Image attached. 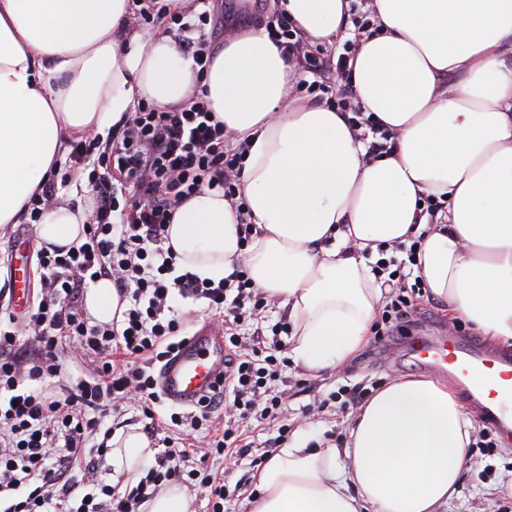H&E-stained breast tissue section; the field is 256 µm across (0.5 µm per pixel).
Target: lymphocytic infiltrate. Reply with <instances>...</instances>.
<instances>
[{"instance_id": "1", "label": "lymphocytic infiltrate", "mask_w": 512, "mask_h": 512, "mask_svg": "<svg viewBox=\"0 0 512 512\" xmlns=\"http://www.w3.org/2000/svg\"><path fill=\"white\" fill-rule=\"evenodd\" d=\"M350 10L356 37L339 54L308 50L303 38L291 33L285 15L269 20L266 29L300 75H312L318 87L333 85L338 110L357 115L361 109L345 87L346 74L375 10L371 0H352ZM139 18L177 25L181 51L203 69L210 50L205 28H225L223 17L208 12L198 23H186L168 0H153ZM231 138L198 97L189 106L167 111L139 103L110 143L89 133L74 145L69 159L73 167L88 170L94 191L86 240L77 247L49 245L37 252L41 299L20 330L0 329V395L6 398L0 405V495L9 501L4 512H53L57 506L65 512H139L153 493L187 479L209 490L216 501L214 512H223V484L201 470L185 469L191 452L178 449L166 434L168 426L210 427L216 408H223L226 425L207 448L233 450L240 462L250 450L240 443L239 422L256 411L265 419H286L284 399L270 387L280 378L278 360L267 352L269 333L286 331V324L268 331L256 323L249 336L240 335V326L256 322L267 302L245 268L217 283L202 281L189 272L177 273L176 254L167 245L175 209L204 188L222 190L237 212H244L239 198L244 153L227 149ZM91 156L96 162L90 167L86 161ZM373 271L384 290L381 322L390 335L403 330L415 312L406 297L409 276L383 260ZM102 278L110 279L127 303L120 322L93 323L84 312L86 289ZM175 294L206 299L210 309L223 314L224 383L201 400L197 412H174L165 422L154 409L160 396L152 370L176 350L184 328L181 318L167 314ZM22 331L29 333V341L19 342ZM66 338L75 341L81 359L94 363L93 373L68 377L62 355ZM131 399L146 420V434L161 439L164 449L137 486L123 495L99 485L97 474L112 436L104 419ZM99 433L103 442L86 449L88 437ZM80 459L85 462L81 485L87 491L74 507L70 501L77 485L67 474Z\"/></svg>"}]
</instances>
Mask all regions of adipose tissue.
Instances as JSON below:
<instances>
[{
    "mask_svg": "<svg viewBox=\"0 0 512 512\" xmlns=\"http://www.w3.org/2000/svg\"><path fill=\"white\" fill-rule=\"evenodd\" d=\"M349 82L393 147L293 96L299 74L265 28L216 48L197 75L175 37L131 29L129 0H0V226L17 223L71 141L109 136L140 100L161 109L198 90L247 147L240 189L254 240L218 189L179 205L169 243L180 272L220 282L245 265L285 310L291 355L342 366L367 339L382 290L381 245L422 235L414 271L449 316L512 340V0H373ZM312 44L345 39L348 0H278ZM444 201L437 225L420 208ZM90 208L59 204L48 244L85 241ZM472 424L448 385L399 378L366 404L344 447L297 435L256 476L249 512H445ZM111 480L134 486L154 455L136 432L111 440Z\"/></svg>",
    "mask_w": 512,
    "mask_h": 512,
    "instance_id": "adipose-tissue-1",
    "label": "adipose tissue"
}]
</instances>
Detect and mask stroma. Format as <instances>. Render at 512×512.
<instances>
[{
	"mask_svg": "<svg viewBox=\"0 0 512 512\" xmlns=\"http://www.w3.org/2000/svg\"><path fill=\"white\" fill-rule=\"evenodd\" d=\"M417 322L442 330L457 328L459 335L484 345L490 337L468 323L453 324L444 305L424 295L418 300ZM428 371L404 351L403 341L381 345L375 336H368L362 348L334 372L312 373L295 361H288L275 392L285 395L292 434H305L312 442L344 446L355 410L342 407L335 394L342 386H360L376 394L391 380L427 376ZM474 432L468 451L471 462L465 469L458 493L448 503L447 512H512V439H497L495 447L480 445L484 423L477 410H470ZM227 455L214 454L205 464L208 474L224 481V512H248V502L257 496L256 468L245 465L227 469Z\"/></svg>",
	"mask_w": 512,
	"mask_h": 512,
	"instance_id": "obj_1",
	"label": "stroma"
}]
</instances>
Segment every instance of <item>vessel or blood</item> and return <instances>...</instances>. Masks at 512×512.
<instances>
[{"label": "vessel or blood", "mask_w": 512, "mask_h": 512, "mask_svg": "<svg viewBox=\"0 0 512 512\" xmlns=\"http://www.w3.org/2000/svg\"><path fill=\"white\" fill-rule=\"evenodd\" d=\"M409 353L426 369L463 385L486 423L512 437V353L463 336L421 339L411 344ZM223 372L224 338L217 329L203 325L162 365V395L174 404L196 405L217 388Z\"/></svg>", "instance_id": "b4317fda"}]
</instances>
